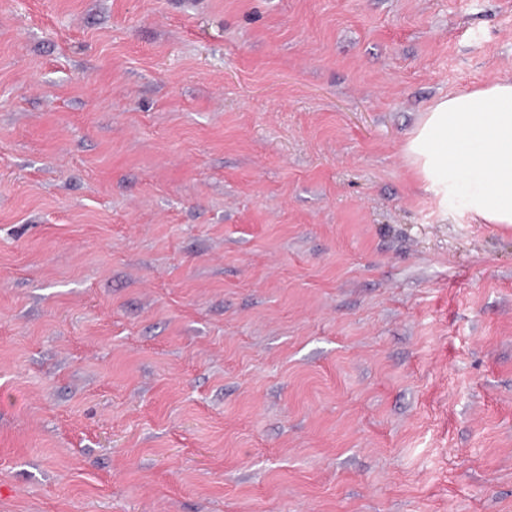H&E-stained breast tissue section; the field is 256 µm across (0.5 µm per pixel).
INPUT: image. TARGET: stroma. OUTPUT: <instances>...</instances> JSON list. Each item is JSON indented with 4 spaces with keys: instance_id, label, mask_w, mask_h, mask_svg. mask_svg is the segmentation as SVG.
I'll return each mask as SVG.
<instances>
[{
    "instance_id": "35a3bbf8",
    "label": "stroma",
    "mask_w": 512,
    "mask_h": 512,
    "mask_svg": "<svg viewBox=\"0 0 512 512\" xmlns=\"http://www.w3.org/2000/svg\"><path fill=\"white\" fill-rule=\"evenodd\" d=\"M512 0H0V512H512V226L405 151Z\"/></svg>"
}]
</instances>
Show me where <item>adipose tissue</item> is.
<instances>
[{
	"label": "adipose tissue",
	"instance_id": "obj_1",
	"mask_svg": "<svg viewBox=\"0 0 512 512\" xmlns=\"http://www.w3.org/2000/svg\"><path fill=\"white\" fill-rule=\"evenodd\" d=\"M406 151L444 197L468 182L476 219L512 224V83L439 99Z\"/></svg>",
	"mask_w": 512,
	"mask_h": 512
}]
</instances>
